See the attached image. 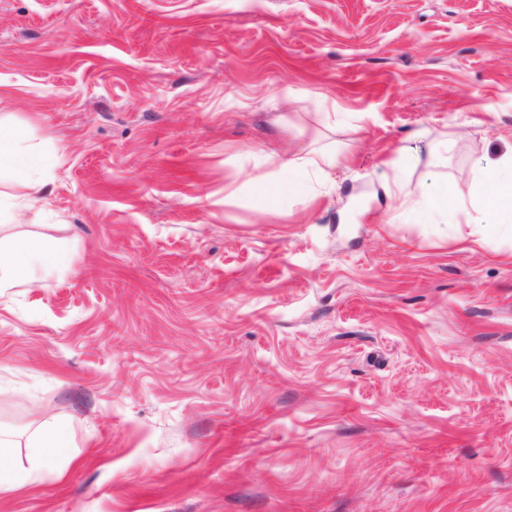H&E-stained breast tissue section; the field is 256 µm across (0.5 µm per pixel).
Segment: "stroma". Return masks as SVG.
Returning <instances> with one entry per match:
<instances>
[{
  "label": "stroma",
  "mask_w": 512,
  "mask_h": 512,
  "mask_svg": "<svg viewBox=\"0 0 512 512\" xmlns=\"http://www.w3.org/2000/svg\"><path fill=\"white\" fill-rule=\"evenodd\" d=\"M17 127L0 423L69 445L0 512H512V232L420 195L512 147V0H0ZM42 176L40 155L22 129L10 139L0 138V183L5 178L12 188L0 191V297L9 295L19 282L32 281L36 265L51 268L56 263L59 249L54 241L23 239L2 229L39 204ZM267 163L277 167L280 171L287 169L310 168L317 180L322 183L336 184L333 177L336 166L340 164L335 152L319 155V160L306 156H269Z\"/></svg>",
  "instance_id": "1"
}]
</instances>
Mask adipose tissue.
Segmentation results:
<instances>
[{"mask_svg":"<svg viewBox=\"0 0 512 512\" xmlns=\"http://www.w3.org/2000/svg\"><path fill=\"white\" fill-rule=\"evenodd\" d=\"M42 176L40 155L28 144L23 130H16L10 139H0V179L10 185L9 191H0V219L11 223L35 209ZM423 196L439 213L447 211L449 202L479 198L484 220L476 224L473 242L486 245L499 217L512 212V151L495 158L482 157L478 177L468 187L438 176L424 186ZM58 254L54 241L23 239L0 229V297L9 295L19 282L32 280L35 266L53 267ZM58 446L59 430L53 426L24 440L13 430L0 427V494L35 482L38 464L53 458ZM20 447L35 461V468L22 471L16 467L14 457Z\"/></svg>","mask_w":512,"mask_h":512,"instance_id":"1","label":"adipose tissue"}]
</instances>
